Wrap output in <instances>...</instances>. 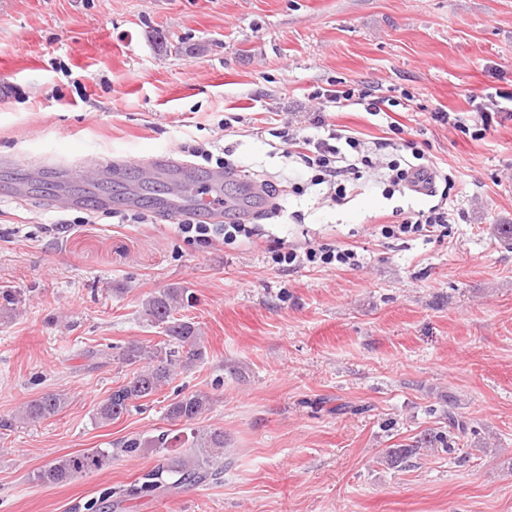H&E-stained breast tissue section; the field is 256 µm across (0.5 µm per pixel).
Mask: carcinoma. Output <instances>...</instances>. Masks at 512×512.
Returning <instances> with one entry per match:
<instances>
[{
	"mask_svg": "<svg viewBox=\"0 0 512 512\" xmlns=\"http://www.w3.org/2000/svg\"><path fill=\"white\" fill-rule=\"evenodd\" d=\"M185 289L167 288L150 295L142 302L146 320L164 326L165 340L144 345L128 343L114 355L120 363L134 367L132 376L117 387L100 406L97 419L112 422L126 413L138 400L155 395L166 385L175 369H189L204 360L206 349L196 325L174 317L177 304L184 300ZM20 300L14 291H0V313L8 316ZM65 404L61 394L48 393L23 406L19 418L37 421L56 415ZM211 397L203 392L187 394L168 405L166 415L174 422H191L209 410ZM475 430L466 421L448 416V429L426 433L403 448H388L381 463L397 468L421 454L428 447L448 455L459 450L461 442ZM142 448H152L161 454V463L144 473L126 489L115 488L114 495L146 497L170 493L186 484H202L216 479L224 471L219 459L224 456V429L191 430L188 435L171 434L167 430L143 439L133 437L117 443L114 448H92L70 453L43 466L34 474L42 485H65L90 474L112 467L118 455H134Z\"/></svg>",
	"mask_w": 512,
	"mask_h": 512,
	"instance_id": "1",
	"label": "carcinoma"
}]
</instances>
